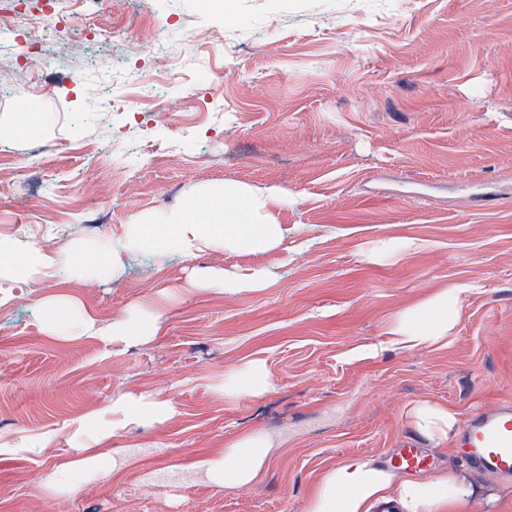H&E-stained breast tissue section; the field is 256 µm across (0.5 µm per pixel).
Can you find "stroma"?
<instances>
[{
  "instance_id": "obj_1",
  "label": "stroma",
  "mask_w": 512,
  "mask_h": 512,
  "mask_svg": "<svg viewBox=\"0 0 512 512\" xmlns=\"http://www.w3.org/2000/svg\"><path fill=\"white\" fill-rule=\"evenodd\" d=\"M0 11L40 16L28 39L72 58L36 96L54 115L37 140L13 132L23 95L0 96L1 235L117 242L135 214L227 181L287 189L276 218L292 229L273 253H144L1 304L0 441H52L0 454V512H308L326 470L410 435L415 402L463 417L512 402V0H83L66 23L45 0ZM166 23L176 40L154 47ZM118 28L141 47L120 89L82 40ZM171 49L182 67L163 80ZM212 268L268 284L196 287ZM443 288L461 291L447 344L382 350L391 320ZM58 293L101 328L152 307L161 331L126 346L45 335ZM250 363L266 391L224 397ZM131 397L172 412L102 445L106 472L72 471L86 451L65 422ZM245 431L270 445L258 476L214 483L208 461ZM466 473L476 512H512V478Z\"/></svg>"
}]
</instances>
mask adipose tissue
Masks as SVG:
<instances>
[{
  "instance_id": "1",
  "label": "adipose tissue",
  "mask_w": 512,
  "mask_h": 512,
  "mask_svg": "<svg viewBox=\"0 0 512 512\" xmlns=\"http://www.w3.org/2000/svg\"><path fill=\"white\" fill-rule=\"evenodd\" d=\"M288 192L227 182L202 188L181 206L138 215L124 229L121 250L101 239L88 246L49 245L33 238L0 235V285L22 287L34 277H54L68 270L92 282L112 277L123 258L164 251L192 257L206 249L230 254L272 252L287 238V225L276 222L274 211L287 208ZM267 273L203 272L197 285L217 292L265 287ZM458 289H445L396 316L389 343L398 348H420L447 343L458 318ZM43 324L49 335L101 336L115 344L157 335L160 323L154 309L133 307L98 330L95 318L71 299L58 294L45 300ZM170 411L167 404L150 399L113 401L100 417H81L68 423L72 438L96 444L131 423H154ZM458 424L456 411L430 401L413 404L409 425L415 434L447 439ZM268 454L266 438L241 433L229 443L224 457L208 464L215 483L245 487L257 476ZM476 485L464 470L451 467L428 478L410 477L385 468L371 457L356 456L326 471L313 490L308 512H474Z\"/></svg>"
}]
</instances>
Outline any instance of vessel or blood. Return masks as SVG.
<instances>
[{
    "label": "vessel or blood",
    "instance_id": "vessel-or-blood-1",
    "mask_svg": "<svg viewBox=\"0 0 512 512\" xmlns=\"http://www.w3.org/2000/svg\"><path fill=\"white\" fill-rule=\"evenodd\" d=\"M466 463L495 477H512V404L469 415L457 440ZM388 467L420 473L433 465V458L413 439L400 440L387 458Z\"/></svg>",
    "mask_w": 512,
    "mask_h": 512
}]
</instances>
